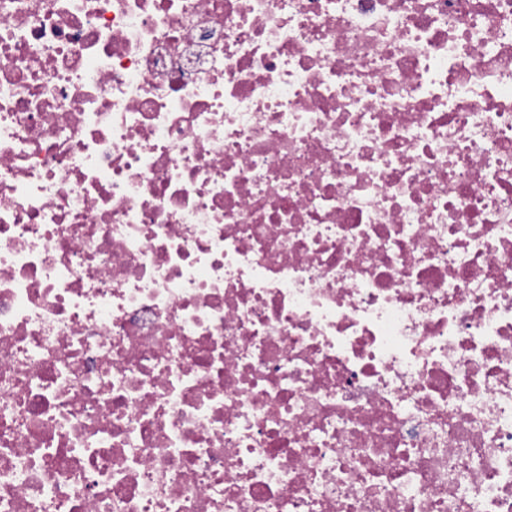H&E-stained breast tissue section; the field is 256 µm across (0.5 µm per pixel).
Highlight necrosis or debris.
<instances>
[{
  "label": "necrosis or debris",
  "mask_w": 512,
  "mask_h": 512,
  "mask_svg": "<svg viewBox=\"0 0 512 512\" xmlns=\"http://www.w3.org/2000/svg\"><path fill=\"white\" fill-rule=\"evenodd\" d=\"M0 512H512V0H0Z\"/></svg>",
  "instance_id": "4bbe7bcc"
}]
</instances>
